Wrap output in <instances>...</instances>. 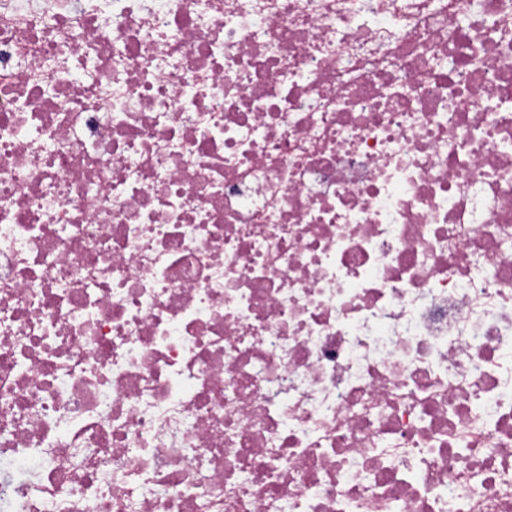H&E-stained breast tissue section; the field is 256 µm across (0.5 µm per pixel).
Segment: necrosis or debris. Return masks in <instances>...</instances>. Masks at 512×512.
I'll return each instance as SVG.
<instances>
[{"label":"necrosis or debris","instance_id":"obj_1","mask_svg":"<svg viewBox=\"0 0 512 512\" xmlns=\"http://www.w3.org/2000/svg\"><path fill=\"white\" fill-rule=\"evenodd\" d=\"M0 512H512V0H0Z\"/></svg>","mask_w":512,"mask_h":512}]
</instances>
